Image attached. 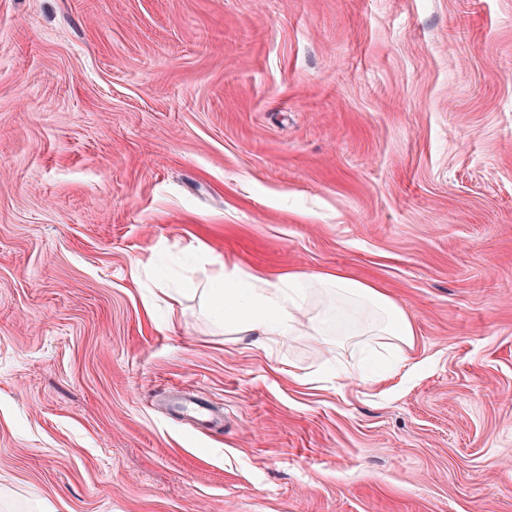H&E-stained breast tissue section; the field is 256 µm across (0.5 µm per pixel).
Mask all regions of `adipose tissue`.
Here are the masks:
<instances>
[{"instance_id": "obj_1", "label": "adipose tissue", "mask_w": 512, "mask_h": 512, "mask_svg": "<svg viewBox=\"0 0 512 512\" xmlns=\"http://www.w3.org/2000/svg\"><path fill=\"white\" fill-rule=\"evenodd\" d=\"M208 262L212 271L203 292L229 335L255 336L263 344L297 335L309 294L320 288L335 293L336 299L317 316L316 333L326 331L333 316L346 313L349 305H364L369 313L357 321L361 330L388 337L398 348L411 344L409 319L385 292L371 284L329 271L274 276L242 269L218 255L209 256Z\"/></svg>"}]
</instances>
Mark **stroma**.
Listing matches in <instances>:
<instances>
[{
  "label": "stroma",
  "instance_id": "obj_1",
  "mask_svg": "<svg viewBox=\"0 0 512 512\" xmlns=\"http://www.w3.org/2000/svg\"><path fill=\"white\" fill-rule=\"evenodd\" d=\"M201 245L408 364L224 334ZM0 512H512V0H0ZM171 410L175 416L187 417L197 422H211L218 418L215 407L207 400L183 393L173 403Z\"/></svg>",
  "mask_w": 512,
  "mask_h": 512
}]
</instances>
